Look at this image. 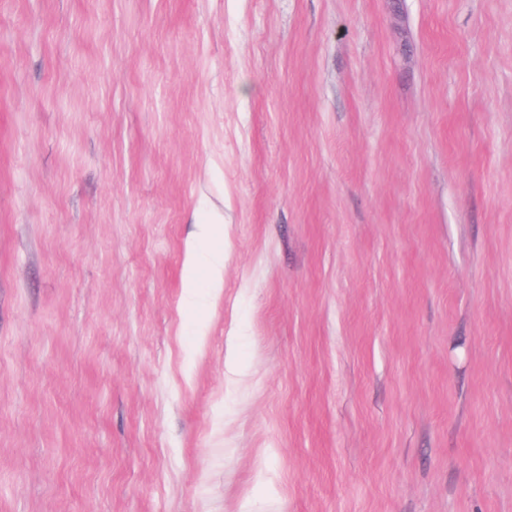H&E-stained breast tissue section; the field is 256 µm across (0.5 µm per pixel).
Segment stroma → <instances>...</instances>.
<instances>
[{"label":"stroma","instance_id":"obj_1","mask_svg":"<svg viewBox=\"0 0 512 512\" xmlns=\"http://www.w3.org/2000/svg\"><path fill=\"white\" fill-rule=\"evenodd\" d=\"M0 512H512V0H0Z\"/></svg>","mask_w":512,"mask_h":512}]
</instances>
